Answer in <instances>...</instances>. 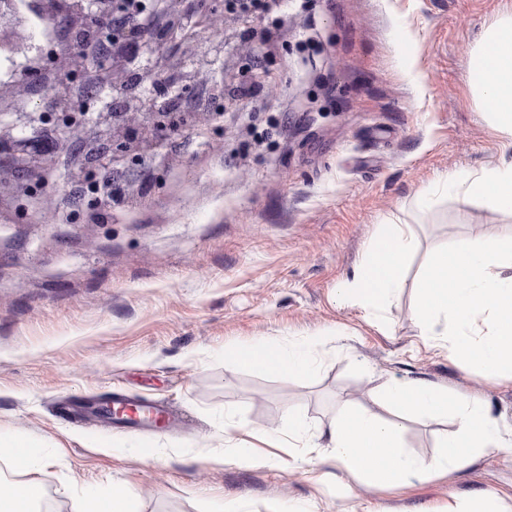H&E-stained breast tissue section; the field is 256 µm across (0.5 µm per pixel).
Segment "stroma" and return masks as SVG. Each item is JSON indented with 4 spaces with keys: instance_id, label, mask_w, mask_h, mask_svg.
<instances>
[{
    "instance_id": "35a3bbf8",
    "label": "stroma",
    "mask_w": 512,
    "mask_h": 512,
    "mask_svg": "<svg viewBox=\"0 0 512 512\" xmlns=\"http://www.w3.org/2000/svg\"><path fill=\"white\" fill-rule=\"evenodd\" d=\"M295 19L277 76L254 97L230 78L255 64L243 42L253 18L211 38L197 15L125 58L121 87H92L71 105L99 142L75 167L24 164L33 141L61 136L55 83L17 95L32 72L59 71L67 19L52 0H25L0 21V431L44 445L26 479L48 512H79L89 495L132 494L139 512H448L473 496L512 512V449L462 470L366 487L318 456L344 402L377 411L392 382L421 380L478 394L512 430V380H489L425 345L413 289L377 312L340 299L370 238L406 224L419 240L407 277L433 248L512 233V216L440 194L448 172L496 161L502 139L470 83L472 56L512 0H315ZM181 118L139 151L117 139L139 130L129 104ZM269 132L240 159L250 124ZM147 189H140L143 177ZM117 196L88 219L84 184ZM431 201L421 204L422 191ZM52 208L56 223L42 220ZM319 336L308 379L238 367L226 350L263 339ZM121 395L163 407L167 430L92 416L84 403ZM298 409L299 448L245 467L241 445L267 449ZM452 419L406 422L405 451L428 458ZM152 458H144V451Z\"/></svg>"
}]
</instances>
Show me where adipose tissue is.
Here are the masks:
<instances>
[{
  "instance_id": "obj_1",
  "label": "adipose tissue",
  "mask_w": 512,
  "mask_h": 512,
  "mask_svg": "<svg viewBox=\"0 0 512 512\" xmlns=\"http://www.w3.org/2000/svg\"><path fill=\"white\" fill-rule=\"evenodd\" d=\"M476 101L490 115L502 137L495 164L475 171L447 174L440 187L449 195L480 201L488 209L512 216V13H504L485 29L471 69ZM418 242L402 225L384 227L369 241L351 283L341 288L369 309H379L406 286L418 292L415 318L427 346L445 349L484 376L512 378V234L489 236L434 250L414 282L406 268ZM444 333H437L438 320ZM318 337L271 343L262 339L233 346V360L256 371L297 378L314 371ZM382 399L389 412L382 418L347 406L328 429V456L355 479L370 485L426 479L464 468L473 457L507 441L484 399L453 394L423 381L388 385ZM408 413L422 421L449 415L455 429L439 452L423 459L404 452L399 417ZM39 441L0 433V458L30 473L41 460Z\"/></svg>"
}]
</instances>
